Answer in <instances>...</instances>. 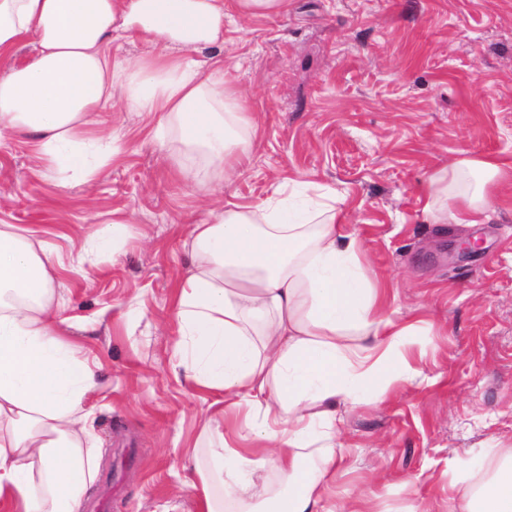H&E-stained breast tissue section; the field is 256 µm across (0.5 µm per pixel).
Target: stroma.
Listing matches in <instances>:
<instances>
[{
	"label": "stroma",
	"mask_w": 512,
	"mask_h": 512,
	"mask_svg": "<svg viewBox=\"0 0 512 512\" xmlns=\"http://www.w3.org/2000/svg\"><path fill=\"white\" fill-rule=\"evenodd\" d=\"M224 81L259 126L245 169L216 190L175 170L152 119L121 108V154L92 185L58 186L26 141L0 143V220L73 254L56 280L99 365L98 473L83 512H157L195 495L175 472L214 413L175 373L171 300L188 225L255 203L284 179L335 190L385 315L412 325V371L339 408L330 512H455L512 451V179L484 223L434 224L422 185L463 157L512 155V0H288L270 16L224 3ZM128 220L115 255L79 256ZM477 251L454 256L461 241Z\"/></svg>",
	"instance_id": "obj_1"
}]
</instances>
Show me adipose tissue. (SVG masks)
Returning a JSON list of instances; mask_svg holds the SVG:
<instances>
[{
	"mask_svg": "<svg viewBox=\"0 0 512 512\" xmlns=\"http://www.w3.org/2000/svg\"><path fill=\"white\" fill-rule=\"evenodd\" d=\"M131 38L148 52L113 58ZM26 41L31 58L14 62ZM223 44L224 0H0V134L25 136L59 186L92 184L120 154L101 128L118 104L158 115L176 170L209 186L249 158L257 132L223 60L193 56ZM510 173L507 158H461L427 177L424 210L436 224L483 223ZM345 225L335 190L291 179L189 226L191 266L172 298L178 365L224 404L188 454L198 512H325L339 406L396 382L392 363L409 367L412 329L385 318ZM63 266L29 230L0 225V512H81L94 482L101 383L66 337ZM459 512H512V454Z\"/></svg>",
	"mask_w": 512,
	"mask_h": 512,
	"instance_id": "obj_1",
	"label": "adipose tissue"
}]
</instances>
